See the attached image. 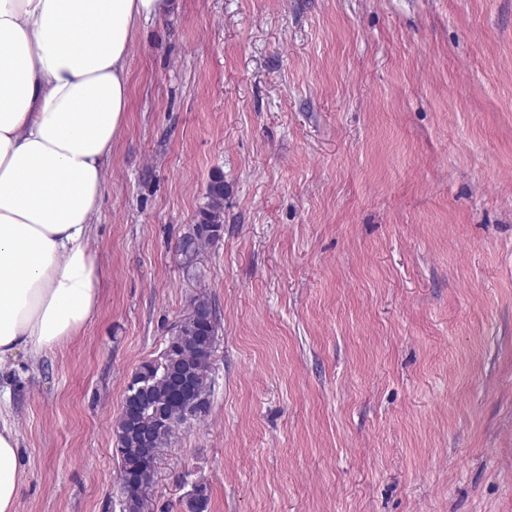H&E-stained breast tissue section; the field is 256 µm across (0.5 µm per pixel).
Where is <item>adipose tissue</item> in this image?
I'll use <instances>...</instances> for the list:
<instances>
[{"mask_svg": "<svg viewBox=\"0 0 512 512\" xmlns=\"http://www.w3.org/2000/svg\"><path fill=\"white\" fill-rule=\"evenodd\" d=\"M168 0H0V366L54 353L99 303L92 220L129 108L139 23ZM24 463L0 424V512Z\"/></svg>", "mask_w": 512, "mask_h": 512, "instance_id": "adipose-tissue-1", "label": "adipose tissue"}]
</instances>
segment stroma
<instances>
[{
    "label": "stroma",
    "instance_id": "obj_1",
    "mask_svg": "<svg viewBox=\"0 0 512 512\" xmlns=\"http://www.w3.org/2000/svg\"><path fill=\"white\" fill-rule=\"evenodd\" d=\"M127 70L98 308L0 368L17 512H122L112 423L198 294L211 406L156 512H512V0H171ZM208 202L199 210L196 224L184 235L178 248L185 257L199 254L202 248L219 240L223 229L224 177L217 173L212 176L207 188Z\"/></svg>",
    "mask_w": 512,
    "mask_h": 512
}]
</instances>
